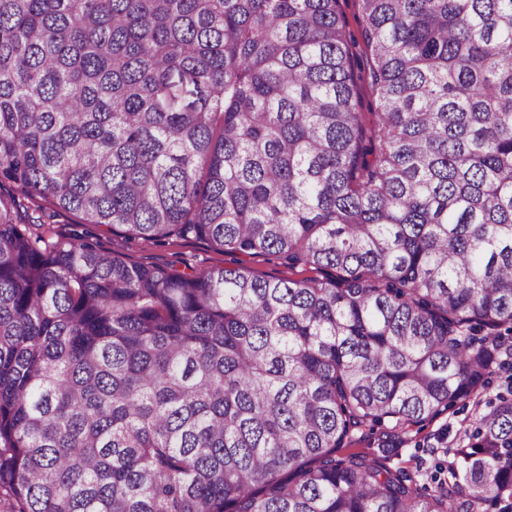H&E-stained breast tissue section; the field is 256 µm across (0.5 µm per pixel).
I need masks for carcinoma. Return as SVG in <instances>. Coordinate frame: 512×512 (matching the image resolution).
Returning a JSON list of instances; mask_svg holds the SVG:
<instances>
[{
	"mask_svg": "<svg viewBox=\"0 0 512 512\" xmlns=\"http://www.w3.org/2000/svg\"><path fill=\"white\" fill-rule=\"evenodd\" d=\"M0 0V186L320 278L145 266L0 201L13 512H512V399L430 494L355 432L512 335V0ZM340 10L345 17V20L348 24L350 30H352L359 40V44L353 48V51L358 56V67L365 68L366 67V56L364 54V46L358 34V11L357 4L355 0H340L339 2Z\"/></svg>",
	"mask_w": 512,
	"mask_h": 512,
	"instance_id": "cac0c4a2",
	"label": "carcinoma"
}]
</instances>
